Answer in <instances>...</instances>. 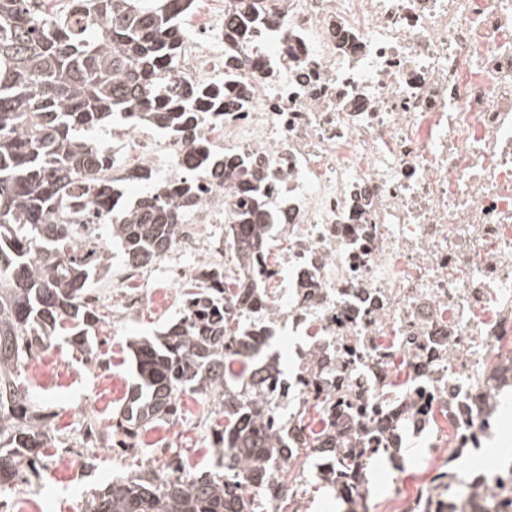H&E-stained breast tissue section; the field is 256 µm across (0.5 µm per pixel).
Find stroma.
<instances>
[{"mask_svg":"<svg viewBox=\"0 0 512 512\" xmlns=\"http://www.w3.org/2000/svg\"><path fill=\"white\" fill-rule=\"evenodd\" d=\"M111 252L109 273L92 286L99 297V321L91 333L94 360L86 361L59 340L42 352L41 369L30 364L22 369L38 402L52 416L56 440L39 475L29 476L27 482L15 487L19 496L16 506L21 512H85L96 489L113 478L153 466L159 454L170 448L178 449L189 466L209 468L214 464L211 441L215 417L208 400L198 394L181 396L176 420L143 428L130 438L128 451L117 454L87 438L91 425L107 435L115 431L118 413L134 380L130 340L157 334L179 317L182 308L178 300L182 286L171 277L166 264L130 278L119 247L112 246ZM122 287L155 290L159 296L156 302L129 314L121 309L114 294ZM403 445L408 453L402 470L378 460L369 466L371 512H387L397 489L418 493L447 468H454L457 481H464L471 475L474 461L488 455L486 449L478 448L452 465L448 462L451 448L440 449L433 456L420 439L409 434ZM91 454L96 457L97 469L90 474L85 470V459Z\"/></svg>","mask_w":512,"mask_h":512,"instance_id":"stroma-1","label":"stroma"}]
</instances>
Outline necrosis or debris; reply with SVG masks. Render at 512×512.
Listing matches in <instances>:
<instances>
[{
    "label": "necrosis or debris",
    "instance_id": "obj_1",
    "mask_svg": "<svg viewBox=\"0 0 512 512\" xmlns=\"http://www.w3.org/2000/svg\"><path fill=\"white\" fill-rule=\"evenodd\" d=\"M272 49L242 43V99L202 119L215 158L264 173L267 223L287 246L257 258L271 331L303 336L279 396L332 398L336 437L428 449L490 440L512 382V0H267ZM222 0H193L172 82L225 80ZM135 171L174 183L184 134L126 130ZM174 248L228 256L236 188L201 179ZM502 467L477 469L466 512H500Z\"/></svg>",
    "mask_w": 512,
    "mask_h": 512
}]
</instances>
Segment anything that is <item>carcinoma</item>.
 I'll use <instances>...</instances> for the list:
<instances>
[{"label": "carcinoma", "mask_w": 512, "mask_h": 512, "mask_svg": "<svg viewBox=\"0 0 512 512\" xmlns=\"http://www.w3.org/2000/svg\"><path fill=\"white\" fill-rule=\"evenodd\" d=\"M33 2L0 0V493L36 471L55 441L51 415L22 379L24 362L62 331L87 360L94 358L88 331L98 315L83 298L106 275L111 257L59 214L73 201H89L108 218L124 262L135 268L172 249L178 224L198 201L197 182L188 176L164 193L152 187L113 216L118 187L102 175L112 160L87 133L145 118L158 130L180 129L194 143L201 107L221 102L163 78L187 35L180 17L190 0H67L63 9L49 11L35 10ZM225 4L240 24L224 30V38L259 44L258 26L271 18L265 0ZM198 154L199 167L214 179L229 167L243 184L260 181L244 162L216 165ZM239 197L232 214L240 226L230 252L238 269L233 301H224V271L207 267L200 283L186 285L181 316L154 338L130 344L135 382L118 424L136 434L174 416L181 394H203L218 416L215 469L195 472L177 455L160 472L112 480L95 492L87 512H284L282 460L294 447L307 452L336 441L329 420L334 406L317 403L314 421L306 420L308 409L298 413L308 435L298 446L289 442L293 415L282 414L265 374L286 378L277 359L254 360L260 346L247 333L245 314L255 292L246 270L266 249L268 228L259 187ZM233 225H227L231 233ZM330 452L335 474L317 479L334 491L336 476L355 475L383 454L376 448ZM453 479L451 471L438 474L418 512H458ZM245 484L262 500L246 495Z\"/></svg>", "instance_id": "1"}]
</instances>
